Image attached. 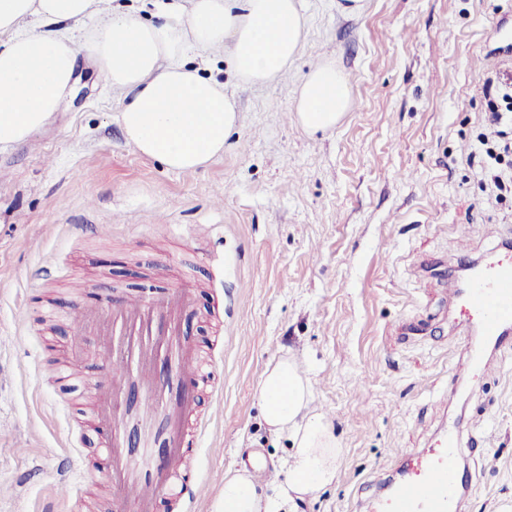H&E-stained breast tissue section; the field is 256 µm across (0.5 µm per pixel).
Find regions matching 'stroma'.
I'll return each mask as SVG.
<instances>
[{
    "instance_id": "obj_1",
    "label": "stroma",
    "mask_w": 512,
    "mask_h": 512,
    "mask_svg": "<svg viewBox=\"0 0 512 512\" xmlns=\"http://www.w3.org/2000/svg\"><path fill=\"white\" fill-rule=\"evenodd\" d=\"M300 0L302 45L287 72L240 82L219 55L193 66L239 108L224 153L189 172L139 154L125 105L85 62L73 92L29 141L0 153V512H119L91 407L94 358L61 385L78 306L178 282L195 285L182 332L212 352L193 381L200 438L195 512H213L226 472L260 456L284 469L291 443L268 432L256 389L271 362L295 361L340 447L335 481L295 512H370L448 425L472 487L457 512H512V353L476 367L478 328L448 295V265L512 239V195L489 199L471 163L487 131L483 88L512 71V0ZM349 80L336 127L298 122L296 93L320 61ZM493 408L490 427L477 421ZM69 487H61L63 475Z\"/></svg>"
}]
</instances>
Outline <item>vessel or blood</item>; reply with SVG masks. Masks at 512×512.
<instances>
[{
  "label": "vessel or blood",
  "mask_w": 512,
  "mask_h": 512,
  "mask_svg": "<svg viewBox=\"0 0 512 512\" xmlns=\"http://www.w3.org/2000/svg\"><path fill=\"white\" fill-rule=\"evenodd\" d=\"M481 333L500 342L512 325V255L491 258L477 269L467 288L451 286ZM192 285L157 288L91 309H81L78 323H100L106 340L109 382L102 386L94 416L106 433L104 451L110 460L107 473L80 466L81 481H106L114 500L135 512H152L158 496L165 495L190 512L198 497L195 476L180 468V460L196 456L195 440L183 434V423L195 412L188 384L200 361L183 339L180 316L193 305ZM166 363L169 376L158 380L156 363ZM139 389L143 403L129 404L125 393ZM141 435L140 445H126L128 428ZM168 448L166 463H159L156 447ZM458 441L447 434L420 458L412 479L397 486L382 501L379 512H456L459 486Z\"/></svg>",
  "instance_id": "obj_1"
}]
</instances>
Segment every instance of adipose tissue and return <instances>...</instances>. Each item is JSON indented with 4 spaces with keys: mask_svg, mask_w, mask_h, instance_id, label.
I'll use <instances>...</instances> for the list:
<instances>
[{
    "mask_svg": "<svg viewBox=\"0 0 512 512\" xmlns=\"http://www.w3.org/2000/svg\"><path fill=\"white\" fill-rule=\"evenodd\" d=\"M161 23L100 13L97 0H0V152L45 128L73 88L88 53L112 91L127 96L119 117L139 153L193 171L224 152L239 109L217 81L188 67L191 52H225L243 82L281 77L299 51L306 20L299 0H150ZM89 23L84 44L73 27ZM351 106L347 79L327 62L301 83L300 124L334 127ZM268 431L292 444L278 496L259 476L225 475L217 512H285L294 499L334 482L338 448L331 423L312 409L309 381L286 358L269 364L257 388Z\"/></svg>",
    "mask_w": 512,
    "mask_h": 512,
    "instance_id": "ef3b65f1",
    "label": "adipose tissue"
}]
</instances>
